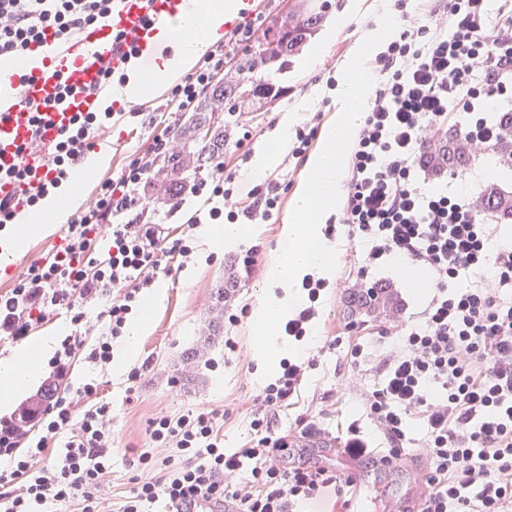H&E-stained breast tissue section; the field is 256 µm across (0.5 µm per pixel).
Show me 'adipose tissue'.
<instances>
[{
	"mask_svg": "<svg viewBox=\"0 0 512 512\" xmlns=\"http://www.w3.org/2000/svg\"><path fill=\"white\" fill-rule=\"evenodd\" d=\"M224 2L225 0H185L176 24L190 31V39L178 43L175 49L166 53L162 47L167 43L168 33L160 31L156 36V43L161 50L154 56L153 69H135L130 72L122 89L125 98L139 99L152 90L161 78L189 70L222 33ZM295 119V114H286L269 140L257 151L250 169L252 177H261L277 165L288 148V129ZM72 194L71 185H62L55 195L43 199L34 211L26 213L19 224L9 229L6 248L0 253V267L23 254L29 238L45 233L52 225L65 221L67 212L62 207V200ZM161 297V291L151 292L145 298L141 312L130 321L122 346L113 360L114 372H121L130 360L138 356L140 338L148 333L152 313ZM53 344V337L42 336L33 343L20 347L9 357L0 359V405L8 404L24 395L36 383L40 359L51 350Z\"/></svg>",
	"mask_w": 512,
	"mask_h": 512,
	"instance_id": "adipose-tissue-1",
	"label": "adipose tissue"
}]
</instances>
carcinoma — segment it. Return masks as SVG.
I'll list each match as a JSON object with an SVG mask.
<instances>
[{
  "label": "carcinoma",
  "mask_w": 512,
  "mask_h": 512,
  "mask_svg": "<svg viewBox=\"0 0 512 512\" xmlns=\"http://www.w3.org/2000/svg\"><path fill=\"white\" fill-rule=\"evenodd\" d=\"M322 7L315 0H295L292 10L277 16L271 32L258 40L257 50H250L237 63L240 78L235 83L220 79L211 85L208 95L199 99L187 119L171 131L176 149L169 156L154 161L157 173L143 180L129 200L138 206L133 214L136 219L151 221V215L160 207L173 210L191 187L189 172H194V182L213 171L216 158L224 154L229 123L220 118L218 107L224 102L239 99L243 89H248V107L258 112L272 103L271 92L281 91L284 86L271 74L288 71L292 59L304 42L275 41L276 34L288 31L292 26L299 31H316L323 21Z\"/></svg>",
  "instance_id": "1"
}]
</instances>
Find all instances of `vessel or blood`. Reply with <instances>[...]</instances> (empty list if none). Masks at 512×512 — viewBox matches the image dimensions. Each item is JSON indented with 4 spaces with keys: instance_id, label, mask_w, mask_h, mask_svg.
I'll list each match as a JSON object with an SVG mask.
<instances>
[{
    "instance_id": "b4317fda",
    "label": "vessel or blood",
    "mask_w": 512,
    "mask_h": 512,
    "mask_svg": "<svg viewBox=\"0 0 512 512\" xmlns=\"http://www.w3.org/2000/svg\"><path fill=\"white\" fill-rule=\"evenodd\" d=\"M234 7L224 21L225 32H233L254 11L255 0H233ZM180 0H115L111 22L83 29L76 46L57 50L52 61L30 71L0 70V198L23 195L24 183L8 173L21 161L20 146L31 136L29 104L52 102L42 126L45 142H53L79 112L94 103L90 90L100 88L101 71L111 58L112 38L119 31L130 32L137 42H145L157 27L167 23L178 10ZM73 89L60 97L61 86Z\"/></svg>"
}]
</instances>
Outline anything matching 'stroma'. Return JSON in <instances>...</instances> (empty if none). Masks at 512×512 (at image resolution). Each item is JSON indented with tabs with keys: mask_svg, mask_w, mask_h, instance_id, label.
Returning a JSON list of instances; mask_svg holds the SVG:
<instances>
[{
	"mask_svg": "<svg viewBox=\"0 0 512 512\" xmlns=\"http://www.w3.org/2000/svg\"><path fill=\"white\" fill-rule=\"evenodd\" d=\"M397 13L396 0H330L325 21L336 22V36L321 43L318 57L301 51L281 80L287 94L265 112L239 113L224 145L219 169L233 174L232 189L238 198L249 196L254 188L246 175L256 150L265 143L283 115L298 112L300 121L319 116L321 126L335 122L340 110L337 91L327 89L329 74L342 73L357 51L361 39L379 26L382 11ZM180 76L164 79L152 94L127 102L119 101L112 110L109 128L95 140V152L107 154L108 163L94 176L80 184L78 207H85L100 181L116 178L128 159L140 153L162 130L173 127L180 117L168 98L169 89L180 83ZM307 159L283 155L269 173L280 184L281 205L273 218L255 224L247 245L259 248L258 266L249 279L237 275L238 250L208 249L201 236L193 238V253L183 259H171L170 273L158 274L154 285L164 289L165 301L155 310L151 330L140 342L134 367L140 368L138 381H129L127 373H114L111 366H98L77 356L72 367L71 387L98 380L99 394L112 404V471L107 488L112 506H119L136 481L155 476L154 468L138 461L141 453L156 458L167 456L164 448L154 447L149 430L161 416L177 417L194 410H214L220 415V433L226 452L248 447L254 398L265 385L262 366L254 354L251 316L262 298L267 266L282 246L281 230L287 222L300 192ZM57 224L45 234L33 236L26 252L13 269H0V292L9 290L29 265L52 252L65 233ZM337 250V268L322 295L318 321L314 325L319 339L344 337L345 342L322 356L318 366L309 370L291 405L270 414L274 430L300 435L308 422H316L321 436L311 439V446L337 443L350 424H357L372 440L374 448L384 453L386 440L379 434L371 416L346 388L348 373L371 388L381 378L382 351L385 346L380 331L388 327L392 315L408 317L421 311L430 297L396 277L391 264L373 273L374 278L389 283L387 305L366 315H352L348 301L357 279L359 264L343 225H336L330 236ZM235 275L234 288L217 295L216 287L228 275ZM360 343L364 351L351 358L350 347ZM404 472L372 468L367 488L351 495L348 502L337 503L328 495L309 507V512H388L392 502L404 493Z\"/></svg>",
	"mask_w": 512,
	"mask_h": 512,
	"instance_id": "obj_1",
	"label": "stroma"
}]
</instances>
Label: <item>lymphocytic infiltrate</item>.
Segmentation results:
<instances>
[{"instance_id":"f902f5d3","label":"lymphocytic infiltrate","mask_w":512,"mask_h":512,"mask_svg":"<svg viewBox=\"0 0 512 512\" xmlns=\"http://www.w3.org/2000/svg\"><path fill=\"white\" fill-rule=\"evenodd\" d=\"M112 8L113 0H0V54H22L48 28L67 43L82 27L110 19ZM486 17L487 0H448L445 24L405 25L384 42L374 58L378 79L349 147L340 204L339 221L350 241L368 245L360 256L363 270L402 257L425 269L434 288L418 318L397 325L384 348L380 382L366 388L347 380L391 454L407 441L408 419L422 421L421 512H512V246L492 248L504 221L501 208L475 195L467 182L446 188L449 168L441 157L452 145L476 162L512 141V21L490 27ZM208 58V66L171 87L181 110H190L223 75V50ZM34 113L36 129L12 176L29 181L35 161L54 176L31 183L23 203L30 210L69 179L112 119L108 108L78 113L48 145L39 131L44 110ZM169 146V139L156 138L119 178L101 181L55 251L0 295V335L7 339L25 338L56 312L70 313L73 329L49 361L54 379H68L82 352L95 364L111 363L112 341L152 287L161 256L189 257L192 229L201 220L266 222L278 207L275 182L256 187L244 206L233 199L226 178L215 176L195 187L209 206L178 237L147 221L111 223L128 189L150 173L153 155ZM432 181L440 189H429ZM113 287L120 293L104 312L106 332L86 347L79 304L110 295ZM301 288L307 301L284 332L307 348L283 361L274 382L256 397L251 445L225 452L212 411L157 418L150 438L171 454L159 476L138 483L117 512H151L159 502L166 512H198L203 500L217 507L232 501L238 512H289L295 502L342 488L344 478L335 470L307 461L283 465L289 443L266 418L297 395L324 349L336 346L332 340L307 344L325 281L307 276ZM78 398L87 404L80 414ZM111 419L112 405L95 382L1 418L0 512H102L99 494L112 465ZM50 453L54 464L41 468ZM242 474L248 477L243 486L236 482Z\"/></svg>"}]
</instances>
